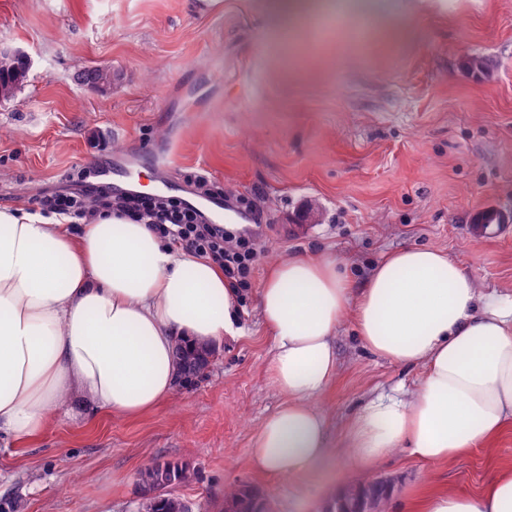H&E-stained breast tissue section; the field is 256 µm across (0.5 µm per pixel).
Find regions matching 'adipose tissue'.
Listing matches in <instances>:
<instances>
[{
  "mask_svg": "<svg viewBox=\"0 0 512 512\" xmlns=\"http://www.w3.org/2000/svg\"><path fill=\"white\" fill-rule=\"evenodd\" d=\"M236 301L223 270L149 225L106 211L77 225L0 208V433L38 438L63 406L151 412L176 390L177 346L234 333ZM259 311L282 403L253 440L257 470L300 477L327 457L317 400L348 314L370 352L424 368L413 398L380 397L357 414L348 432L356 467L401 446L440 462L512 423V299L481 294L437 249L388 253L360 285L332 256L292 254L270 268ZM423 512H512V473L477 494L437 495Z\"/></svg>",
  "mask_w": 512,
  "mask_h": 512,
  "instance_id": "adipose-tissue-1",
  "label": "adipose tissue"
}]
</instances>
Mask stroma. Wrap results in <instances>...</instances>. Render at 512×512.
<instances>
[{"label":"stroma","mask_w":512,"mask_h":512,"mask_svg":"<svg viewBox=\"0 0 512 512\" xmlns=\"http://www.w3.org/2000/svg\"><path fill=\"white\" fill-rule=\"evenodd\" d=\"M397 36L331 35L315 51L274 40L268 0H0V47L25 51L28 82L0 101V208L36 210L88 166L135 168L145 193H191L203 172L233 196L261 190L268 247L237 303V335L192 383L136 419L91 424L57 413L41 436H0V512H137L139 472L185 461L177 495L222 512L247 486L269 512H323L359 478L390 487L387 512L476 494L512 471V425L441 463L399 448L362 471L347 435L372 399L414 392L424 369L381 358L338 327V366L318 400L330 454L275 477L249 462L281 397L267 378L273 340L258 312L267 270L296 252L330 254L357 282L391 250L458 260L487 293L512 294V0H390ZM120 75L81 84L89 67ZM494 210L499 224H481Z\"/></svg>","instance_id":"35a3bbf8"}]
</instances>
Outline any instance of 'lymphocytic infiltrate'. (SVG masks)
I'll list each match as a JSON object with an SVG mask.
<instances>
[{"label": "lymphocytic infiltrate", "mask_w": 512, "mask_h": 512, "mask_svg": "<svg viewBox=\"0 0 512 512\" xmlns=\"http://www.w3.org/2000/svg\"><path fill=\"white\" fill-rule=\"evenodd\" d=\"M99 172L83 168L72 176L76 185L68 193H52L39 198L42 212H60L82 219L91 211L102 209L132 220L149 219L160 237L194 255L217 264L231 288H248L262 250L264 211L259 195L238 196L234 205L250 215L256 226L247 231L234 224H215L199 209L178 197L148 198L135 192L114 193L109 184L100 182Z\"/></svg>", "instance_id": "lymphocytic-infiltrate-1"}]
</instances>
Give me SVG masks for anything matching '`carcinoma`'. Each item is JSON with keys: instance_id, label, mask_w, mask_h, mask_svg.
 I'll return each mask as SVG.
<instances>
[{"instance_id": "cac0c4a2", "label": "carcinoma", "mask_w": 512, "mask_h": 512, "mask_svg": "<svg viewBox=\"0 0 512 512\" xmlns=\"http://www.w3.org/2000/svg\"><path fill=\"white\" fill-rule=\"evenodd\" d=\"M30 68L27 59L14 53H0V98L8 100L27 82ZM88 86L106 89L112 86L116 73L110 69L90 67L80 74ZM215 355L208 346L178 345L176 364L183 381H191L204 372ZM196 473L186 463L155 461L146 467L139 478V512H191L187 503L171 490L194 481ZM230 507L225 512H258L264 499L249 487H231L224 492Z\"/></svg>"}]
</instances>
